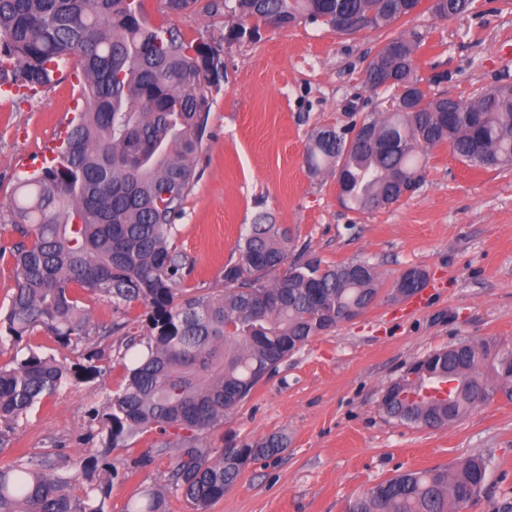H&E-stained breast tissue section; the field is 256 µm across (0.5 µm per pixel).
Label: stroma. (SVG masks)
<instances>
[{
	"label": "stroma",
	"instance_id": "1",
	"mask_svg": "<svg viewBox=\"0 0 512 512\" xmlns=\"http://www.w3.org/2000/svg\"><path fill=\"white\" fill-rule=\"evenodd\" d=\"M154 23L187 39L220 43L224 81L210 109L197 158L198 178L176 223L174 242L193 272L187 290L221 289V274L250 225L292 231V256L326 264L358 258L384 284L409 268L428 280L415 301L382 292L358 318L315 336L255 389L210 438L239 447L283 434L288 446L248 465L209 512H346L348 501L406 469L480 456L489 478L464 512H502L512 504V402L493 398L446 428L390 418L385 388L413 361L461 343L512 346V169L482 170L430 151L421 186L372 211L344 208L331 177L303 163L309 135L346 127L390 109L393 90H371L365 68L390 39L417 29V74L433 93L467 98L512 83V0H476L471 12L441 20L429 7L380 31L341 35L321 24L264 27L256 41L228 42L224 13L169 12L144 0ZM82 106L73 72L27 100L0 98V205L17 178L40 166ZM94 331L121 323L146 333V309L115 308L82 295ZM102 376L61 387L13 429L0 461L40 453L57 464L86 446L87 412L125 382L102 358Z\"/></svg>",
	"mask_w": 512,
	"mask_h": 512
}]
</instances>
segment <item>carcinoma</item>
<instances>
[{
    "label": "carcinoma",
    "mask_w": 512,
    "mask_h": 512,
    "mask_svg": "<svg viewBox=\"0 0 512 512\" xmlns=\"http://www.w3.org/2000/svg\"><path fill=\"white\" fill-rule=\"evenodd\" d=\"M422 0H209L207 14L236 18L226 35L242 41L260 25L287 29L302 21L336 26L339 11L384 30L415 14ZM472 0H436L440 19L470 11ZM422 34L389 40L366 67L373 91L384 67L398 61V83L414 87L410 109L369 114L349 128L316 130L304 150L314 176H336L337 199L356 211L398 201L420 184L428 152L443 144L469 167H512V83L468 100L430 96L415 53ZM221 45L187 40L152 24L143 0H0V89L31 97L67 68L79 73L84 108L68 122L51 164L19 179L8 203L9 250L16 288L0 315L17 346L36 329L78 347L90 339L79 291L113 305L142 304L149 333L126 336L115 349L125 384L89 413L88 439L103 450L63 472L47 457L22 454L0 464V512H108L112 481L151 468L155 455L123 471L107 459L138 434L162 438L160 454L177 453L167 483L141 488L125 512H167L180 495L192 512H209L246 465L279 453L272 436L235 449L208 442L277 366L310 338L368 309L382 291L364 260L325 265L317 257L288 261L291 229L253 224L224 264V290L190 294L188 257L174 244L176 221L197 177L212 92L224 71L205 67ZM425 273L404 270L392 294L407 297ZM99 351L64 365L31 349L0 366V451L19 420L64 385L96 379ZM414 377L390 384L387 415L443 428L500 396L512 401V348L482 342L436 351L415 361ZM488 462L405 470L351 500L347 512H462L482 492Z\"/></svg>",
    "instance_id": "carcinoma-1"
}]
</instances>
